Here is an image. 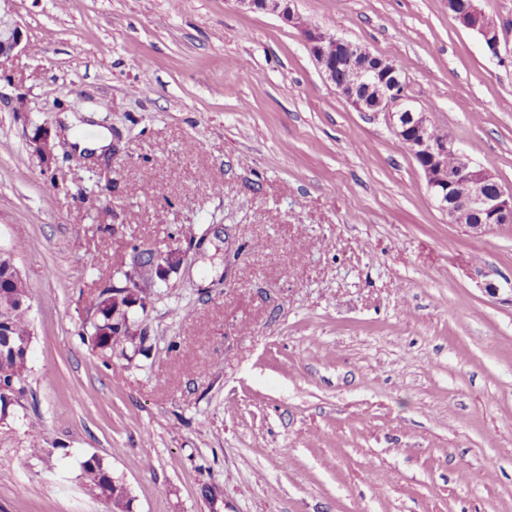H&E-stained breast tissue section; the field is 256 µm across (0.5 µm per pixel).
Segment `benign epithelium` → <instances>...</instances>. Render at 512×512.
Instances as JSON below:
<instances>
[{
    "mask_svg": "<svg viewBox=\"0 0 512 512\" xmlns=\"http://www.w3.org/2000/svg\"><path fill=\"white\" fill-rule=\"evenodd\" d=\"M243 11L273 14L286 24L296 28L304 38L309 50L325 78L336 83V70L346 67L353 70L356 80L348 85L336 87L347 101L359 112H370L373 117H383L398 140L410 139L412 152L420 161L431 196L438 208L448 215V223L465 225L483 233L486 230L512 223V193L502 190L492 195L487 185L494 182L488 169L475 164L469 156L456 148L453 141L436 143L430 139L433 124L424 112L412 105L406 84L400 80L396 65L387 60L380 66H372L375 54L370 50L336 38V58H328L323 49L326 32L308 22L296 7L297 0H234ZM462 27L477 32L487 50L494 58L500 57V33L497 22L477 0H468L464 10L449 11ZM24 34L19 24L5 19L0 14V63L9 60L21 48ZM33 152L44 157L42 164L50 166L54 160L48 131L39 127L31 140ZM454 156L453 165H448V155ZM479 222H471V216ZM139 249L154 252L153 263L139 264L131 259L127 270L129 279L126 292H132L140 277H156L169 270L168 255L154 251L151 243L139 244Z\"/></svg>",
    "mask_w": 512,
    "mask_h": 512,
    "instance_id": "benign-epithelium-1",
    "label": "benign epithelium"
}]
</instances>
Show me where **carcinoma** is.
Masks as SVG:
<instances>
[{"mask_svg":"<svg viewBox=\"0 0 512 512\" xmlns=\"http://www.w3.org/2000/svg\"><path fill=\"white\" fill-rule=\"evenodd\" d=\"M156 281L144 280L132 295H112V287L91 297L87 310L94 311L89 339L102 352H112L120 346L139 340L144 344V329L131 315L133 307L142 309L151 301V291ZM29 298L25 281L9 270L7 262H0V318L8 322L7 334H0V385L14 382L28 383V364L13 352V346L22 341H32L34 330L28 305L20 299ZM82 478L88 490L104 501L109 512H130V490L115 478L103 459L91 456L81 463Z\"/></svg>","mask_w":512,"mask_h":512,"instance_id":"cac0c4a2","label":"carcinoma"}]
</instances>
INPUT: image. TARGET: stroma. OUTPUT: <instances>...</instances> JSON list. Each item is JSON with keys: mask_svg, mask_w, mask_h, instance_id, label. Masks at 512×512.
I'll return each instance as SVG.
<instances>
[{"mask_svg": "<svg viewBox=\"0 0 512 512\" xmlns=\"http://www.w3.org/2000/svg\"><path fill=\"white\" fill-rule=\"evenodd\" d=\"M506 53L448 0H299L400 69L417 109L512 193ZM0 65V247L34 338L27 420L0 424V512H512V224L449 223L383 120L326 80L300 32L234 0H10ZM97 115L88 162L37 127ZM187 258L144 349H95L88 298L133 245ZM501 293L490 297L485 283ZM24 34L19 24L6 20L0 11V64L9 60L14 52L21 47ZM67 136L74 144L78 145V151L82 152L84 149H88L91 156H100L108 153L111 149L112 136L107 131H101L97 138L92 142H86L75 131H66ZM82 478L88 490L104 501L109 512H129L132 498L130 490L112 475L103 459L91 456L81 463Z\"/></svg>", "mask_w": 512, "mask_h": 512, "instance_id": "1", "label": "stroma"}]
</instances>
